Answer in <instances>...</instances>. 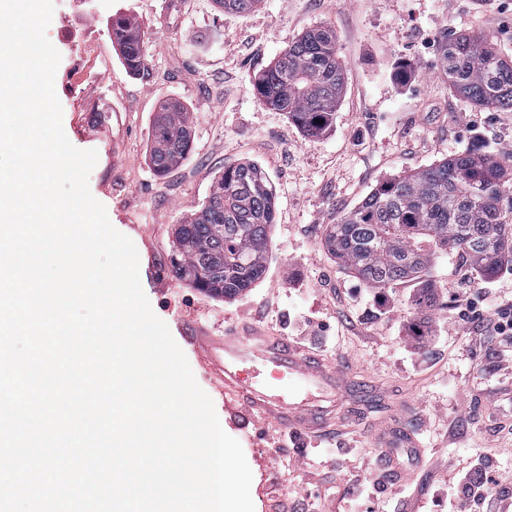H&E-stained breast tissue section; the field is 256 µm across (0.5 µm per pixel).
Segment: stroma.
I'll use <instances>...</instances> for the list:
<instances>
[{"label":"stroma","instance_id":"35a3bbf8","mask_svg":"<svg viewBox=\"0 0 512 512\" xmlns=\"http://www.w3.org/2000/svg\"><path fill=\"white\" fill-rule=\"evenodd\" d=\"M47 37L61 56L91 58L97 77L59 93L72 145L93 149L92 195L136 245L142 288L166 322L222 428L236 438L253 474L255 512H301L308 494L324 512H365L358 470L377 476L379 512H453L446 495L471 457L488 454L512 489V373L499 370L496 337L464 340L455 307L464 291L512 304V267L483 277L458 254L434 259L438 294L428 313L412 303L416 282L372 289L324 246L329 225L387 178L479 147H512V112H490L451 91L438 43L447 34L490 36L512 55V0H262L253 12L215 0H54ZM143 32L144 65L127 73L112 43V21ZM331 26L346 65L332 127L310 138L270 110L252 80L308 29ZM176 101L193 119L190 152L172 172L148 163L153 118ZM243 160L259 163L276 189V222L266 269L244 295L214 298L174 277L177 224L198 209L215 176ZM315 347L365 383L351 404L356 433L341 442H291L275 424L242 422L226 410L186 340L189 324L222 334L240 322ZM424 336L415 337L414 327ZM413 435L422 453L380 456V441Z\"/></svg>","mask_w":512,"mask_h":512}]
</instances>
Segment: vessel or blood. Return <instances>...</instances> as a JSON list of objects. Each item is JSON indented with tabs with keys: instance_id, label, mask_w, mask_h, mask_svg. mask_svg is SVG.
I'll list each match as a JSON object with an SVG mask.
<instances>
[{
	"instance_id": "vessel-or-blood-1",
	"label": "vessel or blood",
	"mask_w": 512,
	"mask_h": 512,
	"mask_svg": "<svg viewBox=\"0 0 512 512\" xmlns=\"http://www.w3.org/2000/svg\"><path fill=\"white\" fill-rule=\"evenodd\" d=\"M188 342L221 394L239 402L246 417L274 421L300 441L315 435L340 440L349 433L339 405L353 384L341 369L254 326L220 336L199 328Z\"/></svg>"
}]
</instances>
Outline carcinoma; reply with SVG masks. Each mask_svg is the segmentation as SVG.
I'll return each instance as SVG.
<instances>
[{
  "mask_svg": "<svg viewBox=\"0 0 512 512\" xmlns=\"http://www.w3.org/2000/svg\"><path fill=\"white\" fill-rule=\"evenodd\" d=\"M226 11L247 14L262 0H218ZM126 70L143 65V32L134 23L112 27ZM440 53L449 88L492 111L512 110V60L482 34L445 38ZM346 67L336 35L325 25L306 31L254 79L258 99L284 112L302 133L318 138L332 125L345 83ZM193 140L190 113L176 103L157 112L149 163L164 175L175 168ZM512 163L483 150L455 153L435 165L380 183L332 225L329 252L369 288L414 279L415 304L436 306L428 268L439 252L455 250L488 277L512 265ZM276 192L251 162L224 169L207 200L175 229L174 276L206 293L235 298L265 271Z\"/></svg>",
  "mask_w": 512,
  "mask_h": 512,
  "instance_id": "carcinoma-1",
  "label": "carcinoma"
}]
</instances>
